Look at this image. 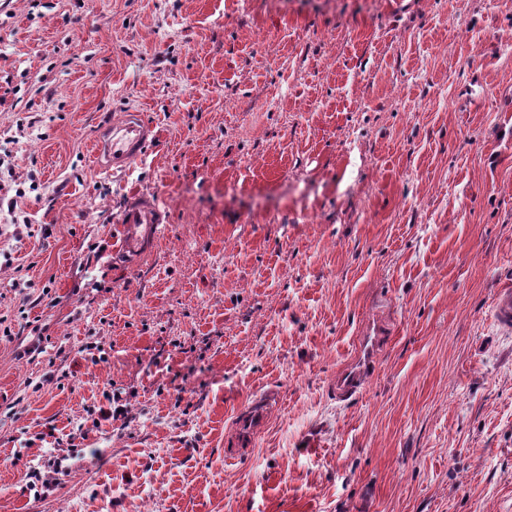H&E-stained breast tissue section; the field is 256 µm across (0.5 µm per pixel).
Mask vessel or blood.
Segmentation results:
<instances>
[{"label": "vessel or blood", "instance_id": "vessel-or-blood-1", "mask_svg": "<svg viewBox=\"0 0 512 512\" xmlns=\"http://www.w3.org/2000/svg\"><path fill=\"white\" fill-rule=\"evenodd\" d=\"M153 137L154 127L143 112L129 108L119 121L100 131L95 154L105 169L121 171L142 157ZM165 222V213L154 196L139 193L130 196L119 219L124 255L133 258L147 249L160 236ZM494 316L501 327L512 328L511 288L505 287L498 292ZM389 340L390 331L382 317H373L362 325L353 352L337 367L330 382V390L337 401L349 402L363 394L377 371L380 354ZM276 398L275 392H268L237 414L231 431V455L251 447Z\"/></svg>", "mask_w": 512, "mask_h": 512}]
</instances>
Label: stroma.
<instances>
[{
    "instance_id": "obj_1",
    "label": "stroma",
    "mask_w": 512,
    "mask_h": 512,
    "mask_svg": "<svg viewBox=\"0 0 512 512\" xmlns=\"http://www.w3.org/2000/svg\"><path fill=\"white\" fill-rule=\"evenodd\" d=\"M0 149V512H512V0H0ZM154 136V127L144 113L128 108L119 121L100 131L95 155L105 169L122 171L142 157ZM119 224L123 254L133 258L160 236L166 216L154 196L138 193L130 196ZM512 287L502 288L495 298L494 316L498 324L505 328H512ZM389 340L390 331L382 317H373L362 325L353 352L336 368L331 379L329 388L336 401L350 402L363 394ZM277 397L278 394L270 391L237 414L231 431L233 448L228 452L229 455L236 456L252 446L256 435L263 429L268 412Z\"/></svg>"
}]
</instances>
